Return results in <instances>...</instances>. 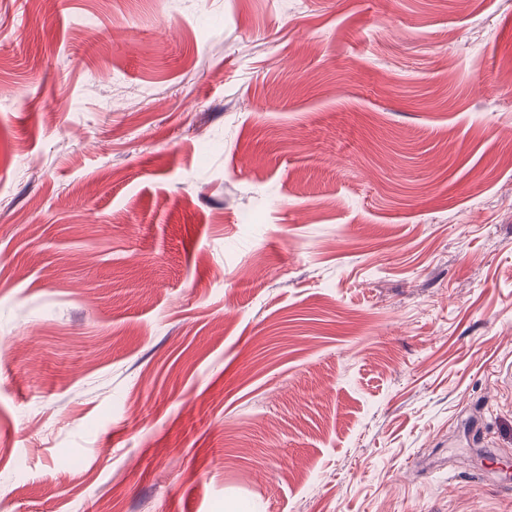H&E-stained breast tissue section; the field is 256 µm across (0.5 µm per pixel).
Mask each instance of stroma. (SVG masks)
Here are the masks:
<instances>
[{
    "label": "stroma",
    "instance_id": "1",
    "mask_svg": "<svg viewBox=\"0 0 512 512\" xmlns=\"http://www.w3.org/2000/svg\"><path fill=\"white\" fill-rule=\"evenodd\" d=\"M3 343L0 512H512V0H0Z\"/></svg>",
    "mask_w": 512,
    "mask_h": 512
}]
</instances>
